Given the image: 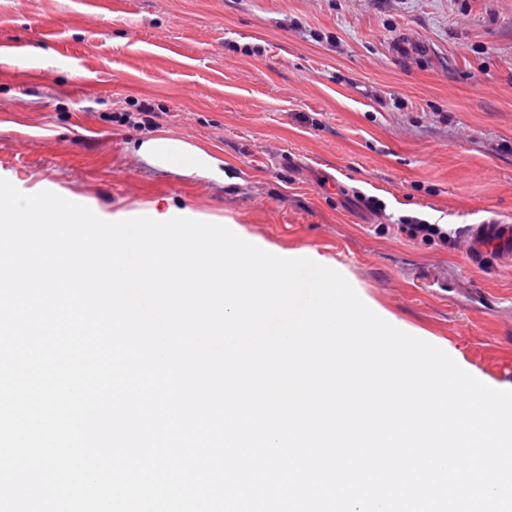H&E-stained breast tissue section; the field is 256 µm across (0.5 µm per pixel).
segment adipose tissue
Masks as SVG:
<instances>
[{
  "label": "adipose tissue",
  "instance_id": "ef3b65f1",
  "mask_svg": "<svg viewBox=\"0 0 512 512\" xmlns=\"http://www.w3.org/2000/svg\"><path fill=\"white\" fill-rule=\"evenodd\" d=\"M137 154L157 169H180L219 183L227 177L222 155L171 134L142 140Z\"/></svg>",
  "mask_w": 512,
  "mask_h": 512
}]
</instances>
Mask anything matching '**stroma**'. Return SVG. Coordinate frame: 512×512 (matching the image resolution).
I'll return each instance as SVG.
<instances>
[{"label":"stroma","instance_id":"stroma-1","mask_svg":"<svg viewBox=\"0 0 512 512\" xmlns=\"http://www.w3.org/2000/svg\"><path fill=\"white\" fill-rule=\"evenodd\" d=\"M1 40L28 66L0 57V178L314 250L512 388V256L475 260L470 233L512 224V0H0ZM161 132L232 180L149 166Z\"/></svg>","mask_w":512,"mask_h":512}]
</instances>
